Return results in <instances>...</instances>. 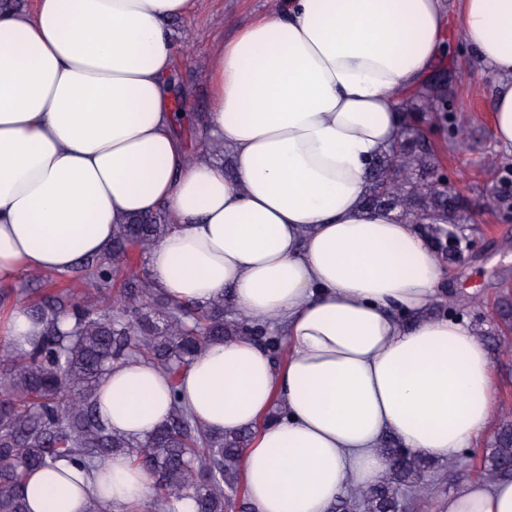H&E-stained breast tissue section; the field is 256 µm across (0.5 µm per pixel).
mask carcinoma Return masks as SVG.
<instances>
[{
	"label": "carcinoma",
	"instance_id": "cac0c4a2",
	"mask_svg": "<svg viewBox=\"0 0 512 512\" xmlns=\"http://www.w3.org/2000/svg\"><path fill=\"white\" fill-rule=\"evenodd\" d=\"M405 122L397 143L373 164L365 205L399 209L420 225L436 248L452 259L455 239L444 227L469 221L464 199L448 192L423 118L434 123L448 111L439 91L398 104ZM160 211L120 226L109 253L78 263L71 275H37L45 289L30 306L43 330L24 346H0V512H31L26 485L37 470L59 461L92 470L124 454L140 465L154 491L153 512H233L240 488V464L250 434H215L200 428L181 408L177 390L170 419L140 440L112 430L97 406V388L112 364L130 358L151 362L176 379L208 343L243 337L281 354L280 339L264 323L240 318L227 301L204 306L174 305L142 270L118 279L116 264L130 252L151 249L172 229ZM88 283L92 297L109 299L100 313L92 301L79 302L71 285ZM381 453L388 473L373 487L342 497L332 512H403L402 491L419 486L434 469L427 458L387 439ZM487 476L512 478V420L504 419L494 438Z\"/></svg>",
	"mask_w": 512,
	"mask_h": 512
}]
</instances>
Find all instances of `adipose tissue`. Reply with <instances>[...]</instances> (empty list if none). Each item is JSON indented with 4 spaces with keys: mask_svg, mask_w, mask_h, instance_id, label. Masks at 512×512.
Listing matches in <instances>:
<instances>
[{
    "mask_svg": "<svg viewBox=\"0 0 512 512\" xmlns=\"http://www.w3.org/2000/svg\"><path fill=\"white\" fill-rule=\"evenodd\" d=\"M463 39L497 80L492 128L512 147V0H456ZM194 0H36L0 12V283L63 272L112 247L133 215L175 229L148 275L175 303L231 300L277 325L286 354L208 344L177 380L114 365L99 411L142 439L180 403L210 432H252L253 512H330L385 475V437L433 460L494 419L489 352L468 323L431 318L438 260L414 224L367 210L372 161L397 142L402 99L446 49L445 0H278L217 41L201 126L234 175L177 131L167 21ZM148 480L128 456L92 475H31L32 512H131ZM444 512H512V482L475 479Z\"/></svg>",
    "mask_w": 512,
    "mask_h": 512,
    "instance_id": "ef3b65f1",
    "label": "adipose tissue"
}]
</instances>
